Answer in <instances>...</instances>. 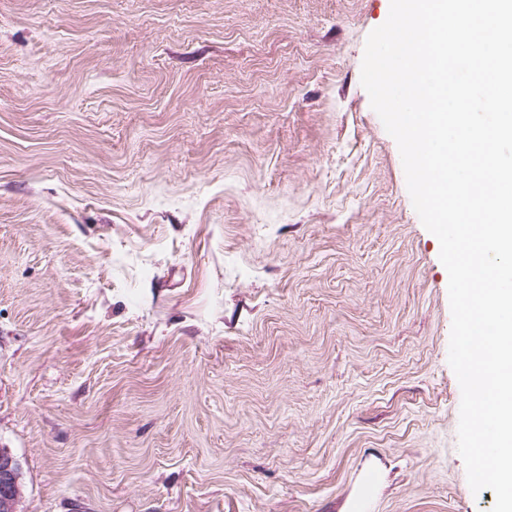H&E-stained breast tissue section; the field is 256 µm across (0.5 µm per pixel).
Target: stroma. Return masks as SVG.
<instances>
[{
	"mask_svg": "<svg viewBox=\"0 0 512 512\" xmlns=\"http://www.w3.org/2000/svg\"><path fill=\"white\" fill-rule=\"evenodd\" d=\"M390 0H0L22 512H491L438 239L360 82Z\"/></svg>",
	"mask_w": 512,
	"mask_h": 512,
	"instance_id": "obj_1",
	"label": "stroma"
}]
</instances>
